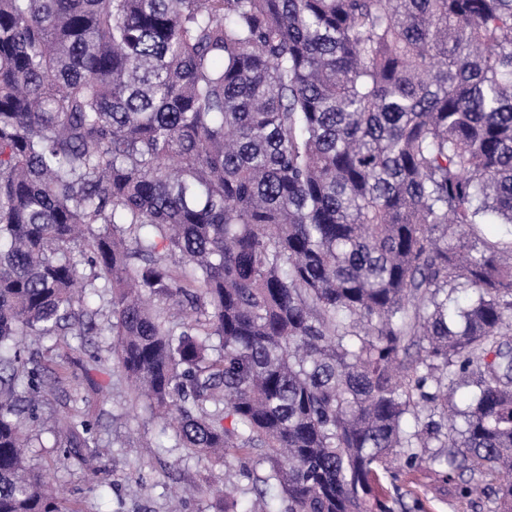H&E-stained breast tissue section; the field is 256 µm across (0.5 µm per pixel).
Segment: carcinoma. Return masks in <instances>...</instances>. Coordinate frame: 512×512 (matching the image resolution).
Returning a JSON list of instances; mask_svg holds the SVG:
<instances>
[{
  "mask_svg": "<svg viewBox=\"0 0 512 512\" xmlns=\"http://www.w3.org/2000/svg\"><path fill=\"white\" fill-rule=\"evenodd\" d=\"M494 223L512 0H0V512H80L30 465L20 338H83L101 288L135 399L243 463L244 512H399L427 464L512 512Z\"/></svg>",
  "mask_w": 512,
  "mask_h": 512,
  "instance_id": "obj_1",
  "label": "carcinoma"
}]
</instances>
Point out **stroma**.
Segmentation results:
<instances>
[{
    "label": "stroma",
    "instance_id": "35a3bbf8",
    "mask_svg": "<svg viewBox=\"0 0 512 512\" xmlns=\"http://www.w3.org/2000/svg\"><path fill=\"white\" fill-rule=\"evenodd\" d=\"M94 329L87 348L98 351L99 360L88 371L66 365L79 359L76 339L62 336L26 347L41 369L47 394L39 409V421L31 435L30 459L34 466L49 469L53 483L82 512H174L176 493L193 484L198 491L189 512H208L213 488L230 484L245 487L237 468L212 466L198 458H185L181 449H158L161 426L134 405L128 385L112 365V313L105 298H94ZM86 348V349H87ZM75 411L88 413L98 425L101 472L90 477L86 466L63 456L55 448L56 422ZM414 495L406 503H419L420 512H487L481 499H463L437 473L422 468L416 475Z\"/></svg>",
    "mask_w": 512,
    "mask_h": 512
}]
</instances>
